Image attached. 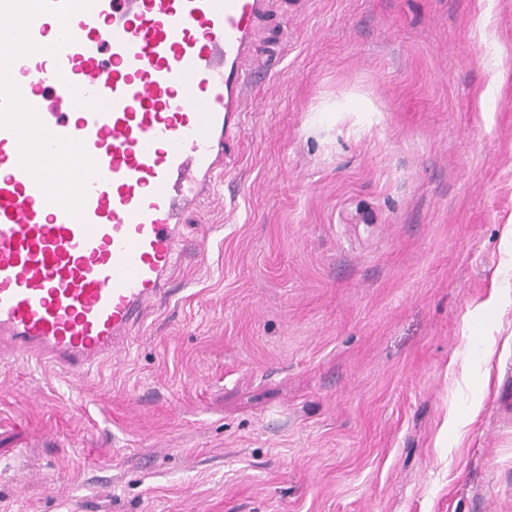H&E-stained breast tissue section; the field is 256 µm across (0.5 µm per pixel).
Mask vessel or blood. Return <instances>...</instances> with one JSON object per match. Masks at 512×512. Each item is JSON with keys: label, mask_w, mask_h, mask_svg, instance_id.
<instances>
[{"label": "vessel or blood", "mask_w": 512, "mask_h": 512, "mask_svg": "<svg viewBox=\"0 0 512 512\" xmlns=\"http://www.w3.org/2000/svg\"><path fill=\"white\" fill-rule=\"evenodd\" d=\"M274 0H0V362L84 380L166 302ZM43 51L30 55L28 44Z\"/></svg>", "instance_id": "b4317fda"}]
</instances>
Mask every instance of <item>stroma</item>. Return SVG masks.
I'll use <instances>...</instances> for the list:
<instances>
[{
  "mask_svg": "<svg viewBox=\"0 0 512 512\" xmlns=\"http://www.w3.org/2000/svg\"><path fill=\"white\" fill-rule=\"evenodd\" d=\"M260 51L224 186L182 218L199 254L130 347L76 386L0 365V512H512V303L477 310L512 0H287Z\"/></svg>",
  "mask_w": 512,
  "mask_h": 512,
  "instance_id": "35a3bbf8",
  "label": "stroma"
}]
</instances>
